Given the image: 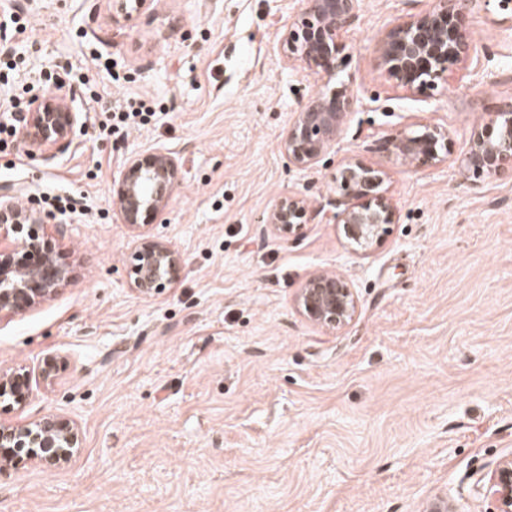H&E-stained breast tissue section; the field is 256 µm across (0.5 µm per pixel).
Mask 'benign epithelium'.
Here are the masks:
<instances>
[{"label":"benign epithelium","mask_w":512,"mask_h":512,"mask_svg":"<svg viewBox=\"0 0 512 512\" xmlns=\"http://www.w3.org/2000/svg\"><path fill=\"white\" fill-rule=\"evenodd\" d=\"M153 0H112V16L134 21ZM428 10L405 16L376 45V67L385 81L408 92L445 88L456 71L479 63V51L464 26V18L483 11L499 24L512 25V0H430ZM360 0H300V9L282 43L288 64L323 78L318 94L293 113L281 149L299 170L314 168L336 144L353 95L336 84L339 61L347 48L345 35L354 23ZM78 124V115L59 97L24 115L21 131L30 154L63 151ZM447 127L425 123L390 139L392 163L438 165L448 160ZM467 178L512 176V101L476 124L460 159ZM180 164L170 152L152 150L133 155L118 178L121 223L133 233L135 244L127 256V281L138 294L151 297L173 287L182 277L184 258L170 241L149 233V223L161 216L178 186ZM388 173L361 161H343L333 175L342 193L331 219L342 225L349 244L367 251L397 223L385 197ZM310 200L298 193L280 197L267 211L264 223L280 237H298L314 218ZM59 222L47 231V217L38 209L18 204L12 190L0 186V316L23 313L49 300L70 280L58 241L68 233ZM298 313L328 330L348 325L358 312L355 290L340 276L322 273L309 277L298 290ZM61 357L46 355L38 363L43 382H53ZM32 393V373L24 366L0 369V400L22 405ZM82 440L77 425L55 415L26 424L0 422V468L23 458L47 467H61L78 456ZM478 493L495 507L512 512V457L481 474Z\"/></svg>","instance_id":"benign-epithelium-1"}]
</instances>
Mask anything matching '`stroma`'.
I'll list each match as a JSON object with an SVG mask.
<instances>
[{"label":"stroma","mask_w":512,"mask_h":512,"mask_svg":"<svg viewBox=\"0 0 512 512\" xmlns=\"http://www.w3.org/2000/svg\"><path fill=\"white\" fill-rule=\"evenodd\" d=\"M429 0H362L338 76L355 96L335 146L310 170L280 141L319 89L281 53L298 0H153L132 24L111 0H0L27 20L0 103L62 78L82 121L67 151L0 147V185L18 202L77 199L62 241L71 278L53 298L0 318V368L57 354L0 420L76 422L82 452L50 468L0 469V512H487L476 472L512 456V178L473 180L459 159L472 127L512 98V27L482 13L467 28L486 56L440 92L380 78L378 39ZM119 81H111V74ZM157 103L158 123L100 135L94 113ZM447 127L436 166L390 164L387 139ZM180 160V184L152 234L185 259L152 297L128 287L131 233L113 183L134 153ZM346 159L387 167L398 221L366 253L331 220V176ZM318 210L285 240L261 219L280 197ZM332 272L359 298L329 331L293 299Z\"/></svg>","instance_id":"35a3bbf8"}]
</instances>
